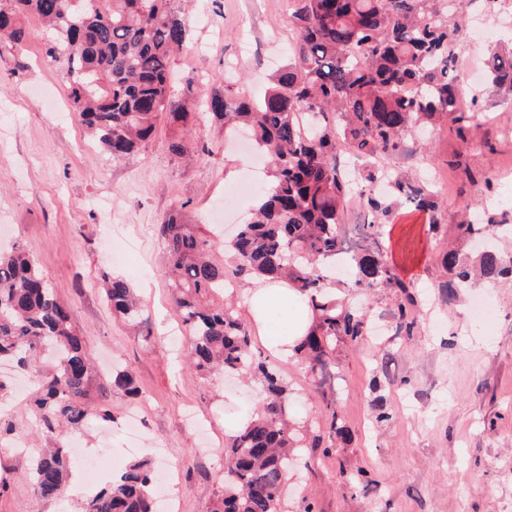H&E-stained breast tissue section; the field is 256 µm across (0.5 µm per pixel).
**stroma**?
Listing matches in <instances>:
<instances>
[{
	"label": "stroma",
	"mask_w": 512,
	"mask_h": 512,
	"mask_svg": "<svg viewBox=\"0 0 512 512\" xmlns=\"http://www.w3.org/2000/svg\"><path fill=\"white\" fill-rule=\"evenodd\" d=\"M288 13L286 0H194L185 16L188 44L204 52L177 54L174 72L240 82L262 96L296 40ZM27 26L22 47L0 42V247L27 248L70 305L100 373L115 364L134 371L140 402L114 396V422L89 421L78 442L90 453L108 449L105 464L114 477L135 459L160 462L171 470L164 488L171 512H207L224 486L225 430L256 401L261 385L229 387L177 361L173 334L181 323L160 267L156 226L177 208L207 232L242 223L267 178L253 174L238 144H225L223 126L200 100L190 105L193 160L169 154L167 143L181 127L167 117L139 152L112 159L73 112L61 69L46 55L41 20L29 18ZM473 109L495 114V122L413 133L405 139L413 160L400 153L387 162L408 179L437 175L446 183L434 214L393 206L377 243L416 299L413 336L396 335V299L377 285L344 299L369 320L385 316L383 334L340 341L336 369L322 389L296 359L276 361L298 422L327 434L328 397L346 432L332 455L298 449L284 512H303L308 503L313 512H512V277L477 283L452 302L441 287L447 248L475 258L458 224L472 204L498 201L512 182V101L481 80ZM105 273L135 288L144 330L104 304ZM476 294L491 308L480 322L470 311ZM377 394L392 410L390 420H375L370 402ZM27 461L0 447L9 481L0 512H81L83 494L36 497Z\"/></svg>",
	"instance_id": "stroma-1"
}]
</instances>
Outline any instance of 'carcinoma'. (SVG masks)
I'll list each match as a JSON object with an SVG mask.
<instances>
[{
	"label": "carcinoma",
	"mask_w": 512,
	"mask_h": 512,
	"mask_svg": "<svg viewBox=\"0 0 512 512\" xmlns=\"http://www.w3.org/2000/svg\"><path fill=\"white\" fill-rule=\"evenodd\" d=\"M461 0H292L297 33L291 60L266 93L255 99L233 84H211L206 109L234 136L247 131L264 155L269 174L262 205L229 242H218L181 211L158 225L164 246L162 271L189 336L187 368L201 377L248 375L261 382V400L225 443L224 490L209 512H282L293 449L303 436L289 418L288 385L254 347L252 332L233 306H214L224 284L243 277L284 280L308 299L314 321L295 350L312 381L322 386L335 367L336 343L367 333L366 317L346 307L329 288L326 259L345 256L351 266L345 288L383 284L397 294L405 283L380 253H350L342 233L351 199L366 198L370 220L362 236L378 235L390 206L371 196L388 176L385 160L401 152L413 129L440 122L478 123L479 113L455 107L461 78L459 47L464 28ZM34 15L50 28L47 55L69 83L71 107L92 141L118 160L151 139L163 115L187 124V103L201 92L198 78L175 81L171 67L188 30L174 0H0V41L26 40L24 19ZM488 82L512 94V48L495 47L485 60ZM367 163L359 191L341 177L339 146ZM396 200L413 211L436 209L425 184L391 177ZM506 214L483 224L457 225L468 237L498 238ZM233 265L216 262L215 252ZM444 264L456 283L446 296L477 277L496 281L512 275V258L493 244L473 267L452 250ZM103 297L112 312L133 326L143 308L130 284L103 275ZM409 298L399 304L397 332L412 336ZM34 379L32 411L50 448L30 457L35 496L60 497L71 478V458L61 439L97 419L113 421L112 395L139 397L127 367L96 374L84 337L67 308L47 285L25 247L0 251V360ZM329 436L344 434L333 402H326ZM153 462L130 463L116 478L85 497L83 512H159Z\"/></svg>",
	"instance_id": "obj_1"
}]
</instances>
